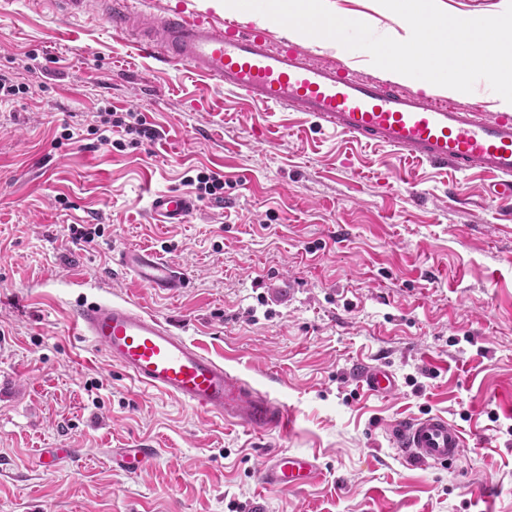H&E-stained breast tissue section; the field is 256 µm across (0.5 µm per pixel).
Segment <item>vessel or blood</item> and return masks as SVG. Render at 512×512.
<instances>
[{"label":"vessel or blood","mask_w":512,"mask_h":512,"mask_svg":"<svg viewBox=\"0 0 512 512\" xmlns=\"http://www.w3.org/2000/svg\"><path fill=\"white\" fill-rule=\"evenodd\" d=\"M100 2L113 33L132 40L140 53L188 67L247 99L307 113L358 142L385 145L440 167L495 174L497 205L512 210L511 112L460 109L361 77L343 60L320 64L297 46L274 42L262 30L245 31L182 10L164 12L142 28L136 23L134 0ZM198 208L197 199L183 191L159 194L151 201L160 224L184 223ZM112 262L158 293L176 294L187 286L184 269L151 249L126 248L113 254ZM70 316L77 335L144 388L197 412L223 416L257 435L291 431V408L248 388L222 361L136 304L80 301ZM357 378L374 395H388L398 387L394 374L381 365L361 368ZM389 432L398 451L424 466L454 464L467 448L461 429L439 414L396 421ZM154 457L151 448L110 452L113 468L126 472L144 468ZM320 474L317 457L279 450L265 459L258 480L267 490H299L313 485Z\"/></svg>","instance_id":"vessel-or-blood-1"}]
</instances>
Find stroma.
<instances>
[{
  "label": "stroma",
  "instance_id": "stroma-1",
  "mask_svg": "<svg viewBox=\"0 0 512 512\" xmlns=\"http://www.w3.org/2000/svg\"><path fill=\"white\" fill-rule=\"evenodd\" d=\"M0 77L16 89L0 98V512H512V218L494 176L254 103L54 0H0ZM108 109L153 138L103 135ZM201 172L223 193L154 223L152 198L195 192ZM140 246L189 287L113 271ZM83 297L167 320L291 408L295 430L258 436L145 389L73 335ZM360 364L397 390L367 394ZM427 414L464 433L456 464L397 453L390 424ZM135 445L151 465L114 470L109 449ZM47 448L80 456L47 468ZM276 450L317 454L322 480L260 490Z\"/></svg>",
  "mask_w": 512,
  "mask_h": 512
}]
</instances>
